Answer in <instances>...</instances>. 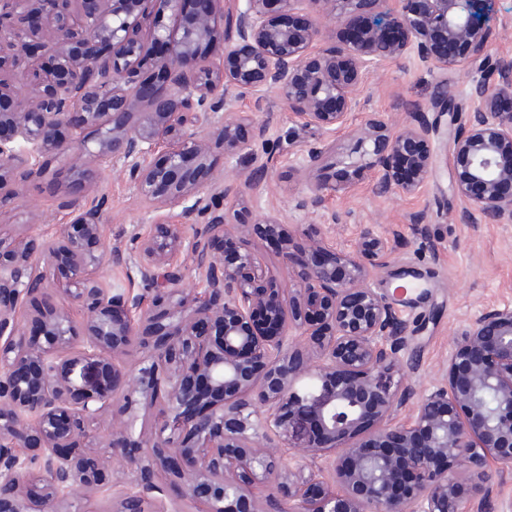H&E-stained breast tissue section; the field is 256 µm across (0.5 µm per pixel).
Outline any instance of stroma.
Wrapping results in <instances>:
<instances>
[{"label": "stroma", "mask_w": 512, "mask_h": 512, "mask_svg": "<svg viewBox=\"0 0 512 512\" xmlns=\"http://www.w3.org/2000/svg\"><path fill=\"white\" fill-rule=\"evenodd\" d=\"M485 25L493 36L492 58L512 57V0H493ZM440 76V70L425 67L412 55L383 61L368 77L362 93L364 109L381 113L390 122L402 118L405 100L430 111ZM232 105L237 111L254 113L274 146L267 178L247 193L251 215L273 213L282 223L305 225L329 247L343 251L354 250L363 224L375 225L381 232L402 229L415 215L427 224V235L413 237L408 247L397 250L387 267L376 273L373 286L393 301L411 333L402 358L415 360L416 368L406 374V381L419 392L434 386L454 336L483 310L512 306V224L450 220V213L460 210L462 203L453 193V168L446 162H439L417 194L381 193L371 167L348 171V163L360 158L358 143L348 130L298 129L271 90L233 99ZM322 137L335 145L329 159L333 172L352 183L350 191L325 195L324 213H336L340 218L336 224L324 222L323 214L294 208L295 197L308 190L296 172L303 148ZM98 186L107 199V246L129 247L132 232L150 229V208L112 162L101 164ZM65 200L64 194L51 192L41 181L26 182L15 210L0 215V231L21 232L35 213L42 218L40 232L52 237L70 220Z\"/></svg>", "instance_id": "35a3bbf8"}]
</instances>
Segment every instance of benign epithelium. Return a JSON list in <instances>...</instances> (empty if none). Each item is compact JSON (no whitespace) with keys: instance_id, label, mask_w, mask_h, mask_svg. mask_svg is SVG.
<instances>
[{"instance_id":"benign-epithelium-1","label":"benign epithelium","mask_w":512,"mask_h":512,"mask_svg":"<svg viewBox=\"0 0 512 512\" xmlns=\"http://www.w3.org/2000/svg\"><path fill=\"white\" fill-rule=\"evenodd\" d=\"M478 2L0 0V213L54 161L72 160L81 189L55 237L38 232L36 214L23 232L0 234V512H75L76 492L109 483L100 446L128 463L113 512H144L172 486L205 512H490L493 477L512 473V306L463 329L442 379L418 394L396 378L413 369L400 358L406 324L371 284L409 239L368 225L355 252L325 262L316 259L324 240L312 237L310 259L279 286L254 249L228 258L215 243L276 238L286 264L305 229L275 216L242 221L245 195L210 163L221 143L252 157L244 186L266 179V127L229 107L232 93L272 89L297 126L332 130L347 125L381 61L413 54L443 71L480 69L492 32ZM303 8L340 19L349 37L317 47L316 22L288 21ZM226 13L234 25L224 26ZM202 42L219 64L200 57ZM43 48L51 66L29 69L31 94L14 102L4 67ZM497 74L472 78L473 106L451 133L445 116L459 112L458 94L446 78L431 117L411 103L397 125L366 114L353 134L378 186L418 192L447 151L462 202L452 219L512 224V167L500 162L512 153V58L498 59ZM333 150L322 139L307 146L298 174L310 194L297 208L343 188L318 179ZM104 159L159 212L127 252L104 243L106 202L93 178ZM187 259L197 285L183 282ZM107 261L148 285L163 271L156 313L143 295L102 282ZM61 264L79 324L48 288ZM136 343L144 354L133 372ZM411 401L412 415L397 419ZM152 409L163 421L138 426ZM108 416L112 434L100 443L95 425ZM297 430L309 462L285 468L267 438L287 445ZM328 451L333 487L315 465Z\"/></svg>"}]
</instances>
